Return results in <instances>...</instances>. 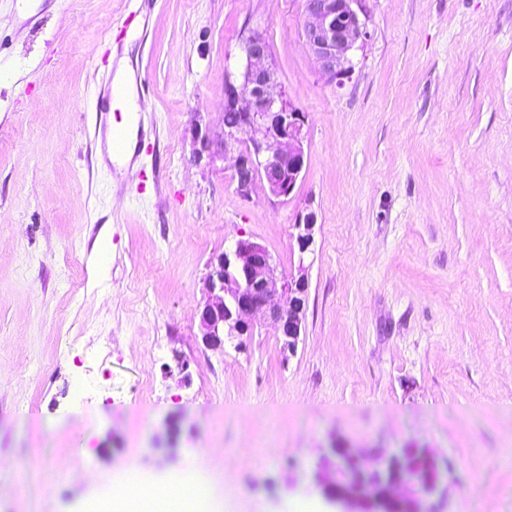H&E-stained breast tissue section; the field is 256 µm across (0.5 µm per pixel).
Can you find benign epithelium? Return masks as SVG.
Returning a JSON list of instances; mask_svg holds the SVG:
<instances>
[{"mask_svg": "<svg viewBox=\"0 0 512 512\" xmlns=\"http://www.w3.org/2000/svg\"><path fill=\"white\" fill-rule=\"evenodd\" d=\"M365 0H306L303 35L306 46L327 79L340 86L354 70L352 52L367 36ZM238 83L227 82L224 110L236 122L221 136L196 130L199 148L194 159H231L236 193L249 200L256 183L264 181L274 197H286L305 166L304 115L288 100L272 59L265 31L251 29L243 37ZM316 215L307 213L294 225L299 250L298 275H277V263L262 245L237 239L210 262L207 300L200 310L202 340L208 348L226 343L243 348V337L256 321L280 333L281 349L290 356L304 333L308 279L305 255L314 244ZM351 477L318 469L319 486L342 501L346 512H423L421 496L439 480L435 458L424 448L400 453L343 455Z\"/></svg>", "mask_w": 512, "mask_h": 512, "instance_id": "obj_1", "label": "benign epithelium"}]
</instances>
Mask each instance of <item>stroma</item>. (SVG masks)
Listing matches in <instances>:
<instances>
[{
	"mask_svg": "<svg viewBox=\"0 0 512 512\" xmlns=\"http://www.w3.org/2000/svg\"><path fill=\"white\" fill-rule=\"evenodd\" d=\"M343 86L305 0H0V512H114L128 466L193 470L194 512H285L334 449L425 448L426 512H512V0H365ZM151 87L147 189L93 136L112 19ZM264 29L305 117L293 191L237 195L220 134L241 35ZM304 334L206 348L212 258L239 237L296 273Z\"/></svg>",
	"mask_w": 512,
	"mask_h": 512,
	"instance_id": "stroma-1",
	"label": "stroma"
}]
</instances>
